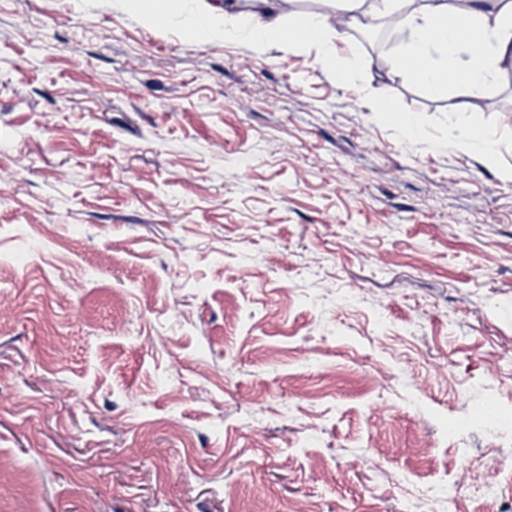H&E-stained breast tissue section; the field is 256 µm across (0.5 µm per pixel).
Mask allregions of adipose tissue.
<instances>
[{"instance_id": "1", "label": "adipose tissue", "mask_w": 512, "mask_h": 512, "mask_svg": "<svg viewBox=\"0 0 512 512\" xmlns=\"http://www.w3.org/2000/svg\"><path fill=\"white\" fill-rule=\"evenodd\" d=\"M258 12L236 24L231 0L223 10L208 0L188 7L186 0H115L126 13L145 23L174 24L183 35L200 44L229 36L254 48L288 45L316 49L320 63H331L336 44L331 34L379 17H388L407 32V42L391 58L392 74L441 93L459 92L458 116L448 132L457 149L489 150V136L468 118L469 95L489 86L502 62L512 59V0H497L495 13H487L485 0H426L413 9L409 0H372L369 11L359 12L361 0H322L321 10L288 15L287 0H257Z\"/></svg>"}]
</instances>
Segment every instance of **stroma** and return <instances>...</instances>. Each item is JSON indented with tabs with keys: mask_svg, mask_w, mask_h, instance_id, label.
Returning <instances> with one entry per match:
<instances>
[{
	"mask_svg": "<svg viewBox=\"0 0 512 512\" xmlns=\"http://www.w3.org/2000/svg\"><path fill=\"white\" fill-rule=\"evenodd\" d=\"M337 48L0 0V512H512L465 480L512 438L444 429L512 405V62L491 161ZM376 112L382 120L395 125L406 138L414 140L422 135L421 127L414 117L399 113L389 104L379 105Z\"/></svg>",
	"mask_w": 512,
	"mask_h": 512,
	"instance_id": "35a3bbf8",
	"label": "stroma"
}]
</instances>
